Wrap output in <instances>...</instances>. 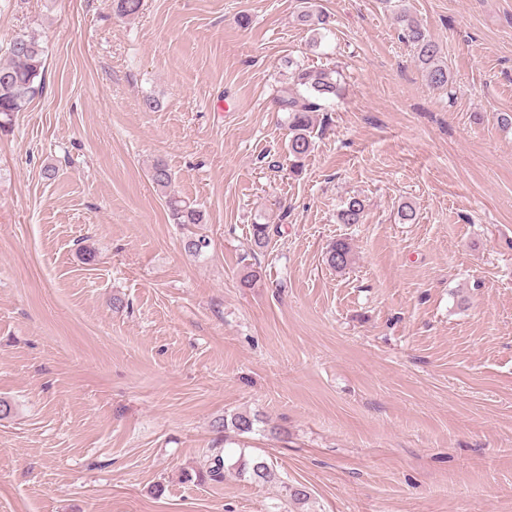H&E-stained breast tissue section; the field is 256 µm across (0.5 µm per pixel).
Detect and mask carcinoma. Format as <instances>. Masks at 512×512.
Returning <instances> with one entry per match:
<instances>
[{"label": "carcinoma", "mask_w": 512, "mask_h": 512, "mask_svg": "<svg viewBox=\"0 0 512 512\" xmlns=\"http://www.w3.org/2000/svg\"><path fill=\"white\" fill-rule=\"evenodd\" d=\"M401 27V39L413 46L417 60L429 86L441 88L448 85V67L441 62V49L437 42L428 38L420 23L406 8L395 14ZM300 21L318 31L326 28L327 18L314 9L302 12ZM9 60L0 63V130L11 124L17 112L25 111L32 101L42 95L45 82V50L39 39L32 34L16 36L8 48ZM292 89L279 98L282 111L288 113V155L292 157V171H299L310 154L316 113L325 110L342 95L340 73L334 67H309L288 60ZM149 180L165 192L169 217L174 224L183 226L202 224L204 211L178 196L167 193L172 184V173L165 163L155 162L149 170ZM364 200L359 196L347 199L337 215L341 224H360L364 216ZM185 252L199 256L207 247L204 237L195 233L182 240ZM328 265L338 271L345 270L352 262V250L344 240L332 242L327 251ZM259 419L247 413H237L230 419L218 422L217 428L224 430V456H216L206 471L196 474L199 481H224L225 457L233 454L229 445L239 437L257 431ZM239 477L254 483H268L276 479V473L266 460L248 457L244 453L234 461Z\"/></svg>", "instance_id": "cac0c4a2"}]
</instances>
